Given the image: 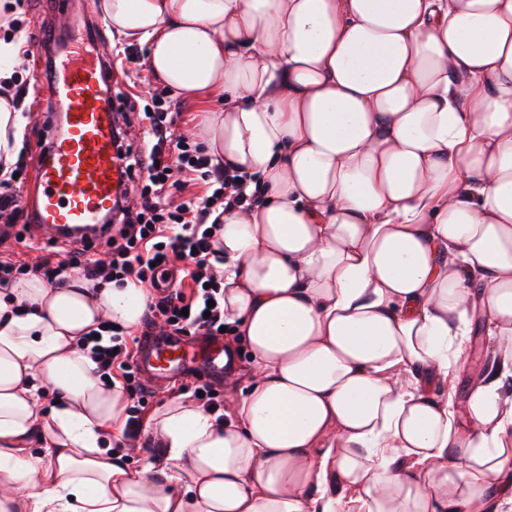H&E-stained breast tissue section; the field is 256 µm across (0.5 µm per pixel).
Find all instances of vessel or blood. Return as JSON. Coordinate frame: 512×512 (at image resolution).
Returning <instances> with one entry per match:
<instances>
[{"label": "vessel or blood", "mask_w": 512, "mask_h": 512, "mask_svg": "<svg viewBox=\"0 0 512 512\" xmlns=\"http://www.w3.org/2000/svg\"><path fill=\"white\" fill-rule=\"evenodd\" d=\"M90 8L89 0L78 8L72 0H51L52 14L70 16L67 31L53 23L47 27L50 46L59 45L62 38L67 41L48 84L54 106L65 118V130L32 149L38 182L35 193L26 198L31 229L45 241L63 239L76 227L85 240H98L102 214L111 212L124 189L125 163L114 138L111 96L125 71L84 56ZM134 367L144 385L155 390L188 373L219 380L231 365L224 360L223 340L156 333L142 339Z\"/></svg>", "instance_id": "obj_1"}]
</instances>
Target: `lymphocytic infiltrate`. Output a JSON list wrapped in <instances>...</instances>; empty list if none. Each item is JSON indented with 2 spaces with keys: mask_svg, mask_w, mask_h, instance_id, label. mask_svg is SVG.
Returning <instances> with one entry per match:
<instances>
[{
  "mask_svg": "<svg viewBox=\"0 0 512 512\" xmlns=\"http://www.w3.org/2000/svg\"><path fill=\"white\" fill-rule=\"evenodd\" d=\"M117 114L115 137L121 143L128 180L139 183L140 188L135 207L125 206L120 199L112 207L108 217L112 231L103 238L108 260L91 258L87 243L70 240L56 254L31 267L12 255L0 254V283L26 270L59 283L76 270L89 281L132 280L153 285L159 274L180 262L184 265L182 282L148 299L142 320L145 330L162 322L178 334L200 331L219 335L224 324V280L215 267L224 258L218 246L222 224L216 215L255 203L257 197L248 193L245 175L214 163L187 137L175 135L178 113L158 104L149 112L121 108ZM135 122L143 129L140 147L125 140L126 126ZM198 180L205 185L203 195L171 202V191L184 193ZM137 343V337L116 329L109 345L91 347L90 354L101 377L121 370L125 389L144 400L148 392L133 366Z\"/></svg>",
  "mask_w": 512,
  "mask_h": 512,
  "instance_id": "f902f5d3",
  "label": "lymphocytic infiltrate"
}]
</instances>
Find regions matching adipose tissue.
<instances>
[{
	"mask_svg": "<svg viewBox=\"0 0 512 512\" xmlns=\"http://www.w3.org/2000/svg\"><path fill=\"white\" fill-rule=\"evenodd\" d=\"M102 11L175 96L218 99L207 153L265 188L219 234L252 371L222 414L167 402L131 469L81 341L135 327L146 288L0 285V512H512V0ZM22 130L0 93V162ZM476 311L497 369L459 401Z\"/></svg>",
	"mask_w": 512,
	"mask_h": 512,
	"instance_id": "1",
	"label": "adipose tissue"
}]
</instances>
